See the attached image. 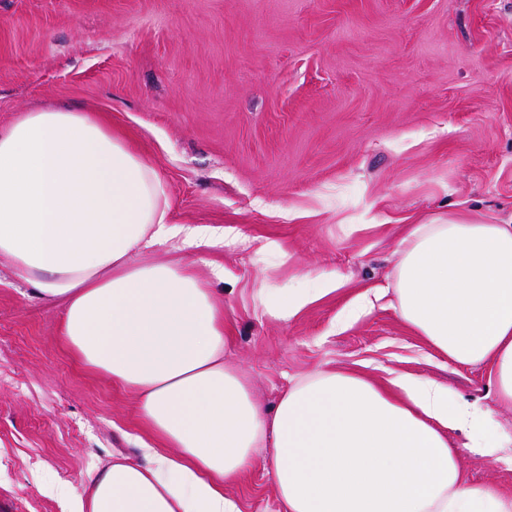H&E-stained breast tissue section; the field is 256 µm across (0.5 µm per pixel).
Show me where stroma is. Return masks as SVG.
Returning <instances> with one entry per match:
<instances>
[{"label": "stroma", "instance_id": "35a3bbf8", "mask_svg": "<svg viewBox=\"0 0 512 512\" xmlns=\"http://www.w3.org/2000/svg\"><path fill=\"white\" fill-rule=\"evenodd\" d=\"M94 113L158 173L176 224L233 226L211 247L233 365L267 409L291 381L355 372L433 379L512 432L492 366L453 363L393 306L410 225L463 214L512 224V0H0V130L22 113ZM276 242L282 258L258 260ZM336 271L334 292L288 320L257 289ZM375 306L348 312L361 293ZM57 306L0 256V512H65L113 455L139 459L136 399L84 367ZM259 449L224 489L279 512ZM474 485L512 496V464L465 455Z\"/></svg>", "mask_w": 512, "mask_h": 512}]
</instances>
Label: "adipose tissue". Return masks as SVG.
<instances>
[{"label":"adipose tissue","mask_w":512,"mask_h":512,"mask_svg":"<svg viewBox=\"0 0 512 512\" xmlns=\"http://www.w3.org/2000/svg\"><path fill=\"white\" fill-rule=\"evenodd\" d=\"M233 227L175 224L157 172L87 112L37 110L0 131V254L61 308V334L88 368L135 393L151 433L143 459L89 478L72 512H240L224 486L257 449L283 512H512V497L471 485L464 453L498 457L512 435L488 411L408 374L391 392L318 371L272 411L224 361V309L189 263L154 259L243 245ZM336 272L258 308L289 319L336 289ZM400 317L449 360L494 369L512 405V224L451 218L413 225L392 272ZM470 437L451 448L448 432Z\"/></svg>","instance_id":"obj_1"}]
</instances>
